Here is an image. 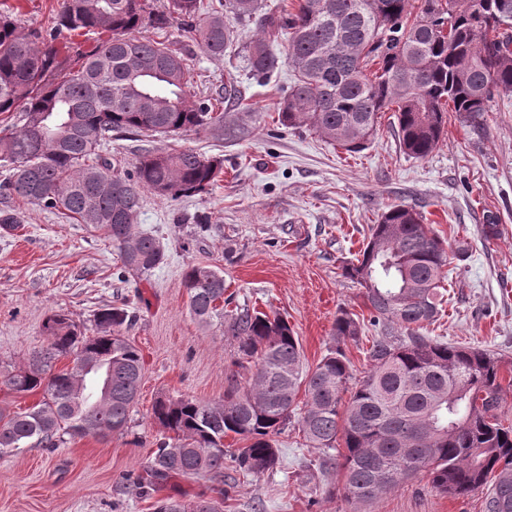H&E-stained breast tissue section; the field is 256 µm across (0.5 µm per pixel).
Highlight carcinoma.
<instances>
[{
  "label": "carcinoma",
  "mask_w": 512,
  "mask_h": 512,
  "mask_svg": "<svg viewBox=\"0 0 512 512\" xmlns=\"http://www.w3.org/2000/svg\"><path fill=\"white\" fill-rule=\"evenodd\" d=\"M235 23L255 25L241 51L261 81L277 73L273 45L288 38L293 81L276 123L311 129L348 153L362 151L379 115L392 110L401 150L424 159L445 135L448 112L475 128L495 98L512 93V0H299L293 11H274L263 0H166L161 10L154 0H62L49 34L0 13V113L19 112L23 120L0 134V164L9 170L4 189L103 232L123 272L148 277L164 250L135 231L141 193L167 200L205 193L224 160L193 149H147L126 172L102 149L115 134L241 130L211 99L193 98L186 59L169 40L143 34L176 25L221 60ZM79 32L99 35L97 44L85 52L55 45L62 34ZM447 265L444 242L416 208L395 205L380 215L359 257L343 266L363 288L371 326L381 330L369 371L353 385L341 346L305 368L286 318L246 305L225 314L232 298L224 297L223 272L187 266L190 313L204 325L224 324L249 376L218 402L157 397L150 415L168 436L124 480L147 494L174 478L222 483L226 467L260 477L281 462L274 436L295 422L308 447L337 452L339 491L353 505L377 501L423 473L443 495L486 489V512H512V425L497 417L504 358L420 334L439 314ZM130 320L127 309L106 308L96 334L87 336L62 313L47 317V345L0 381L15 394L43 393L24 411L0 408L1 456L128 431L144 376L140 350L120 332ZM362 330L343 311L333 335L355 341ZM62 357L73 366L55 369ZM231 434L246 445L225 450ZM155 512H224V497H168Z\"/></svg>",
  "instance_id": "cac0c4a2"
}]
</instances>
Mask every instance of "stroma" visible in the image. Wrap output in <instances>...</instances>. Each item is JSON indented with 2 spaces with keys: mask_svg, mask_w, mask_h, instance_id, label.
Here are the masks:
<instances>
[{
  "mask_svg": "<svg viewBox=\"0 0 512 512\" xmlns=\"http://www.w3.org/2000/svg\"><path fill=\"white\" fill-rule=\"evenodd\" d=\"M61 2L0 0V11L24 28L48 31ZM167 34L193 71L195 96L237 81L248 108L246 132L236 139L193 131L170 139L113 138L107 153L127 170L142 150L166 145L224 161L208 192L174 201L144 192L137 228L158 237L165 253L145 281L119 277L118 251L100 232L0 188V210L19 219L12 229H0V370L24 367L46 345L48 314L68 315L91 336L97 313L109 306L133 312L124 334L145 364L125 434L0 456V512H154L165 497L219 493L224 512H353L335 492V467L321 464L325 452L306 446L293 426L277 438L281 468L258 478L221 485L173 479L143 496L119 477L139 471L164 436L150 418L155 398L215 402L230 378L247 377L232 363L235 345L223 327L201 326L190 314L182 283L188 265L218 267L236 303L287 317L312 368L339 345L332 329L340 310L369 317L361 287L341 267L355 258L381 213L399 204L421 211L447 245L443 312L426 336L502 355V418L512 424V95L498 98L479 128L449 113L445 140L426 158L401 151L390 112L382 114L365 149L350 154L315 132L276 125L291 81L288 67L261 85L235 53L216 61L189 34L174 27ZM489 224L496 227L490 238L484 235ZM463 242L468 250L461 255ZM376 334L370 326L359 341L339 345L355 377L370 368ZM485 497L482 491L440 495L420 475L367 512H485Z\"/></svg>",
  "mask_w": 512,
  "mask_h": 512,
  "instance_id": "stroma-1",
  "label": "stroma"
}]
</instances>
